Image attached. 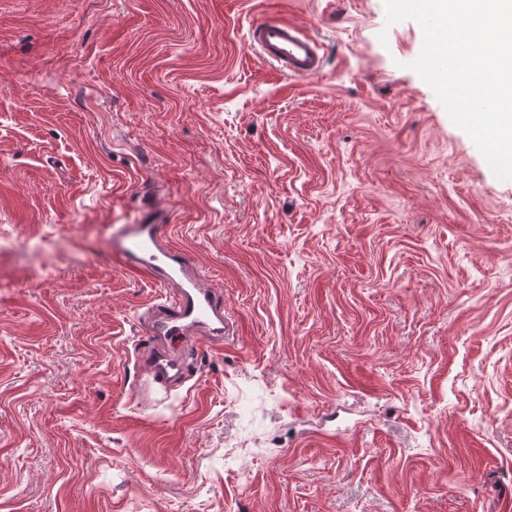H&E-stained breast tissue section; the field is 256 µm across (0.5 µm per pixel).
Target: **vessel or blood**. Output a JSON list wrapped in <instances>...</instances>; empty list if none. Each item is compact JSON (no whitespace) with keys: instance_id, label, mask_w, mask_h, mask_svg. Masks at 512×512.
<instances>
[{"instance_id":"1","label":"vessel or blood","mask_w":512,"mask_h":512,"mask_svg":"<svg viewBox=\"0 0 512 512\" xmlns=\"http://www.w3.org/2000/svg\"><path fill=\"white\" fill-rule=\"evenodd\" d=\"M248 44L263 60L294 80L316 77L323 67L317 38L301 23L281 19L258 21L249 29ZM163 215L161 206L149 202L140 223L127 228L117 253L130 272L176 285L175 294L152 305L151 332L188 341L202 327L223 324L224 307L213 290L203 286L185 255L165 242L159 230ZM142 366L159 384L176 369L177 363L169 354L159 352L147 356Z\"/></svg>"}]
</instances>
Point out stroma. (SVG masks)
Returning a JSON list of instances; mask_svg holds the SVG:
<instances>
[{
  "instance_id": "35a3bbf8",
  "label": "stroma",
  "mask_w": 512,
  "mask_h": 512,
  "mask_svg": "<svg viewBox=\"0 0 512 512\" xmlns=\"http://www.w3.org/2000/svg\"><path fill=\"white\" fill-rule=\"evenodd\" d=\"M423 44L383 0H0V512H512V180ZM155 196L238 327L164 386L113 247ZM308 28L281 19L261 20L250 27L248 44L288 78H313L322 70L323 57L317 38Z\"/></svg>"
}]
</instances>
